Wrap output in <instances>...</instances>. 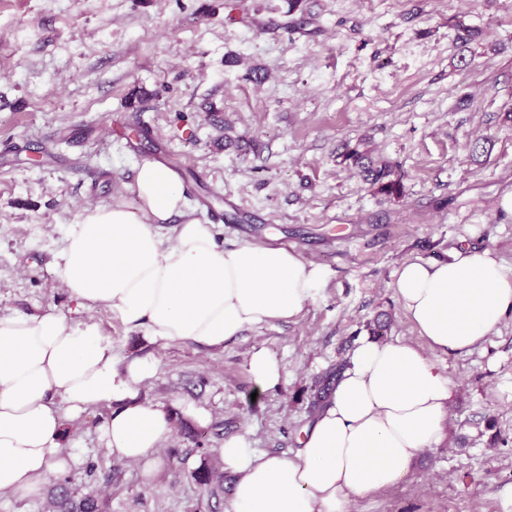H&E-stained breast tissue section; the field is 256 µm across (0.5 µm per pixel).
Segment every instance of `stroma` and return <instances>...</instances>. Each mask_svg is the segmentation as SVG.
<instances>
[{
  "instance_id": "35a3bbf8",
  "label": "stroma",
  "mask_w": 512,
  "mask_h": 512,
  "mask_svg": "<svg viewBox=\"0 0 512 512\" xmlns=\"http://www.w3.org/2000/svg\"><path fill=\"white\" fill-rule=\"evenodd\" d=\"M225 2L0 0V314L94 326L119 361L153 365L140 397L173 419L147 479L105 448L108 406L89 408L64 427L70 470L38 498L0 494V512H44L64 482L106 512H230L233 475L214 491L199 471L240 435L294 455L311 395L379 321L452 382L448 436L348 512H512V317L471 353L433 352L392 288L405 261L463 245L512 275V0ZM158 158L219 245H281L325 269L298 317L210 349L149 342L71 298L55 267L69 226L134 204L136 166ZM385 162L392 194L364 173ZM256 349L285 368L257 398Z\"/></svg>"
}]
</instances>
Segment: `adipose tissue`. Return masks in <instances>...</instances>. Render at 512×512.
Masks as SVG:
<instances>
[{
  "label": "adipose tissue",
  "instance_id": "adipose-tissue-1",
  "mask_svg": "<svg viewBox=\"0 0 512 512\" xmlns=\"http://www.w3.org/2000/svg\"><path fill=\"white\" fill-rule=\"evenodd\" d=\"M132 192L134 205L83 211L57 270L72 298L109 308L150 341L219 348L250 326L298 317L325 285L323 268L287 249L219 247L212 225L186 216L180 178L160 161L138 166ZM175 215L183 221L168 242L162 226ZM393 288L435 350L469 353L512 314V276L487 249L405 262ZM152 375L146 362L117 363L95 327L70 328L53 312L0 315V492L40 495L70 465L65 419L98 405L112 408L100 428L108 452L153 473L172 415L140 399ZM452 392L418 348L360 340L294 456L225 440L231 512H347L351 497L396 485L441 445Z\"/></svg>",
  "mask_w": 512,
  "mask_h": 512
}]
</instances>
